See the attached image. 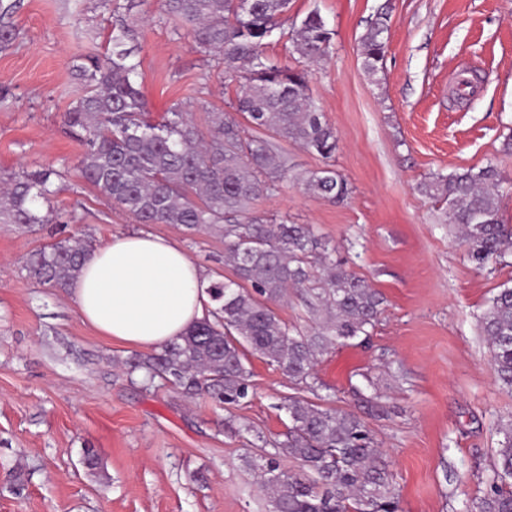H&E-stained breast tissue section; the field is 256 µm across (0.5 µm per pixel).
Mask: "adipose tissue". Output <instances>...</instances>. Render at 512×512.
I'll list each match as a JSON object with an SVG mask.
<instances>
[{"mask_svg": "<svg viewBox=\"0 0 512 512\" xmlns=\"http://www.w3.org/2000/svg\"><path fill=\"white\" fill-rule=\"evenodd\" d=\"M207 284L205 271L181 245L141 231L97 247L69 292L81 320L98 335L151 349L205 317Z\"/></svg>", "mask_w": 512, "mask_h": 512, "instance_id": "ef3b65f1", "label": "adipose tissue"}]
</instances>
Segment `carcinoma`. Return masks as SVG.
Listing matches in <instances>:
<instances>
[{
	"instance_id": "carcinoma-1",
	"label": "carcinoma",
	"mask_w": 512,
	"mask_h": 512,
	"mask_svg": "<svg viewBox=\"0 0 512 512\" xmlns=\"http://www.w3.org/2000/svg\"><path fill=\"white\" fill-rule=\"evenodd\" d=\"M291 0H160L162 14L180 23L195 46L224 64L251 65L236 91L233 112H213L202 132L181 104L154 118L138 82L139 63L129 43L137 20L117 13L112 48L104 59L87 56L77 67L80 88L64 122L81 147L77 169L84 181L142 224H179L189 231L224 234L235 279L206 287L213 307L185 335L160 352L126 362L127 375L161 380L186 397L207 394L229 408L252 394L248 357L283 370L302 394L284 405L288 431L273 442L257 436L263 455L256 465L270 490L268 512H400L391 473L365 423L329 405L317 393L315 366L338 342L367 336L382 311V295L336 260L335 249L311 224H290L254 211L288 171V159L264 134L301 144L326 160L299 177L305 190L341 201L349 183L328 160L336 131L308 94L304 69L263 59L274 35L288 36L292 54L314 62L331 44L332 32L316 10L290 24ZM17 7L0 3V50L17 32L6 16ZM388 14L381 11L361 37L362 66L375 82L383 70ZM255 131L247 135L246 129ZM60 174L50 166L15 176L0 191L1 224L59 222L53 199ZM504 175L489 162L449 175L436 174L421 188L444 205L443 221L458 228L468 260L477 268L512 246V225L500 219ZM91 249L61 240L31 255L29 276L65 288ZM290 288L305 290L311 312L324 313L307 331L288 326L273 305ZM494 373L512 391V287L500 289L479 319ZM310 393L314 399L304 396ZM502 435L483 496L470 512H512V416ZM307 467L290 474L280 454Z\"/></svg>"
}]
</instances>
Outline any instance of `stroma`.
Masks as SVG:
<instances>
[{"label":"stroma","instance_id":"obj_1","mask_svg":"<svg viewBox=\"0 0 512 512\" xmlns=\"http://www.w3.org/2000/svg\"><path fill=\"white\" fill-rule=\"evenodd\" d=\"M390 11L384 76L370 82L360 39ZM318 10L330 52L307 64L308 89L335 129L332 163L350 184L336 203L295 174L323 160L279 141L293 167L258 212L311 224L348 268L385 297L371 336L338 345L315 372L336 407L362 417L389 464L402 512H467L485 489L512 393L491 366L479 317L512 286V249L484 269L439 221L421 190L436 173L495 162L500 218L512 224V0H292L289 18ZM139 80L153 114L183 102L199 128L225 112L238 81L194 47L153 0L139 6ZM18 36L0 51V181L50 166L61 175L58 224H0V512H266L244 463L255 434L282 439L294 385L251 358L253 395L227 410L210 397L128 381L132 347L97 336L64 288L29 278L34 250L67 238L98 247L142 226L75 170L79 144L63 115L79 56L107 51L103 0H19ZM209 281L233 278L217 231L154 224ZM240 424L252 433L237 432ZM95 449L98 471L82 463ZM23 472V487L14 475Z\"/></svg>","mask_w":512,"mask_h":512}]
</instances>
